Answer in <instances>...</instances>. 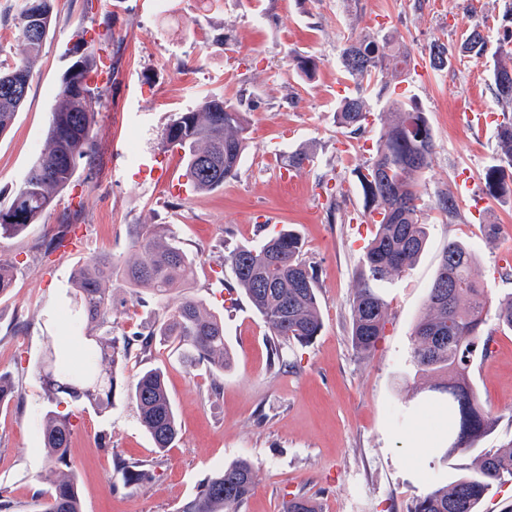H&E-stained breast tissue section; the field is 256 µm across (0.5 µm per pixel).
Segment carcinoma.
Returning <instances> with one entry per match:
<instances>
[{
	"instance_id": "1",
	"label": "carcinoma",
	"mask_w": 512,
	"mask_h": 512,
	"mask_svg": "<svg viewBox=\"0 0 512 512\" xmlns=\"http://www.w3.org/2000/svg\"><path fill=\"white\" fill-rule=\"evenodd\" d=\"M52 25V0H24L16 26L21 57L0 63V134L11 126L27 97L31 64ZM500 27L502 32L494 43L476 26L453 48L439 42L428 47V65L434 71L450 67L453 58L492 62L493 95L502 116L496 124V163L483 174L485 189L492 196L512 192L507 184L512 181V0H505ZM388 45L387 39L365 35L347 41L341 52V65L348 76L359 86L365 80L375 81L380 97L389 85L387 77L403 74L413 62L408 49L397 46L391 51ZM73 54L46 131L47 148L25 173L10 205L0 208V239L16 236L36 223L54 196L72 184L78 161L94 158L97 112L93 102L100 96V87L92 74L101 59L82 38ZM384 108L388 124L376 141L373 156L356 171L364 216L375 228L356 270L350 303L351 344L362 357L375 349L388 322L383 289L412 268L427 243L417 177L429 168L434 154L432 128L413 97L389 99ZM370 116L361 90L338 101L336 123L351 134L363 133ZM164 142L183 151V176L189 186L199 193L210 192L236 176L247 148V120L238 108L214 95L194 110L174 113L166 125ZM313 159L309 145L282 156L284 167L293 171ZM78 217L75 211L64 219L61 230L46 243V253L66 246ZM303 246L297 231L284 227L224 255V264L233 275L232 288L241 292L267 325L270 359L279 366L286 365L282 342L307 344L322 329L317 275L303 260ZM131 249L134 258L124 263L96 254L73 273L70 296L80 312L79 321L88 329L92 362L82 374L71 375L49 349L38 368L47 401L43 439L54 467H70L73 413L59 410L63 405L100 413L120 393L135 408L157 452L178 438L176 410L162 367L145 368L129 381L124 371L132 352H151L159 338L187 367L205 363L222 373L232 364L224 319L188 292L195 257L180 239L163 224H149L133 238ZM115 288L124 289L137 301L150 295L159 319L148 331L116 333L117 322L112 317ZM491 304L487 286L477 277L473 252L460 241L448 242L424 312L413 328L411 362L415 375L439 379L431 390L448 396L445 455L471 452L474 458L467 473L437 482L409 512H481L492 486L512 480V440L496 448L479 447L498 418L486 410L469 381L474 360L491 355L492 334L485 332ZM495 317L498 327L512 331V294L498 300ZM113 463L126 484H143L153 477L144 466L118 455ZM255 483L253 463L240 459L206 475L195 495L175 512H237ZM42 512H82L74 476L55 482L46 491ZM286 512H320V505L313 498L296 495L288 500Z\"/></svg>"
}]
</instances>
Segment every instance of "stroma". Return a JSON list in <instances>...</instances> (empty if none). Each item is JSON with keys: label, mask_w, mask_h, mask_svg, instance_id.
Masks as SVG:
<instances>
[{"label": "stroma", "mask_w": 512, "mask_h": 512, "mask_svg": "<svg viewBox=\"0 0 512 512\" xmlns=\"http://www.w3.org/2000/svg\"><path fill=\"white\" fill-rule=\"evenodd\" d=\"M502 0H55L54 24L32 67L30 88L12 127L0 134V208L8 207L27 170L46 148V129L61 78L72 62L77 29L87 40L106 37L111 77L97 103L93 165L79 163L74 182L21 235L0 239V261L14 283L0 295V373L16 397L0 406V490L15 512H39V495L75 475L82 512H174L204 476L239 458L257 471L253 494L238 512H284L287 499L310 496L322 512H409L439 474L463 473L472 454L442 460L448 408L417 379L411 334L449 241L466 242L476 271L499 299L512 293V200L485 193L482 173L497 153L495 124L468 125L465 111L497 112L484 59L449 71L419 65L391 82L388 97L416 98L431 124L436 149L419 180L424 252L385 297L389 321L375 349L360 357L350 340L355 271L366 243L356 224L363 213L355 170L372 154L383 122L377 86L365 95L372 110L365 132L336 123V104L353 92L340 55L348 37L395 36L414 55L432 42L448 46L475 25L496 36ZM308 55L313 77L297 68ZM245 112L249 140L235 178L215 191L174 192L154 179L152 166L181 174L179 152L165 148L171 114L208 97ZM313 163L282 175L281 157L303 145ZM472 186L461 191L460 175ZM341 184L331 196L327 182ZM454 195L455 216L437 205ZM79 212L64 252L45 244L63 218ZM291 225L305 244V260L319 278L323 327L312 342H287L285 367L271 365L269 330L244 296L228 301L232 284L224 255L258 240L263 215ZM145 224H166L196 258L192 292L224 318L231 368L186 369L169 350L154 351L165 371L181 432L164 454L141 426L131 404L116 397L103 412L76 411L71 468L50 470L43 441L46 402L37 375L46 348L65 369L82 367L87 343L69 296L74 268L97 253L131 257L130 242ZM492 356L475 361L469 379L498 418L482 442L512 439V331L488 323ZM153 466L146 486H122L112 456Z\"/></svg>", "instance_id": "1"}]
</instances>
